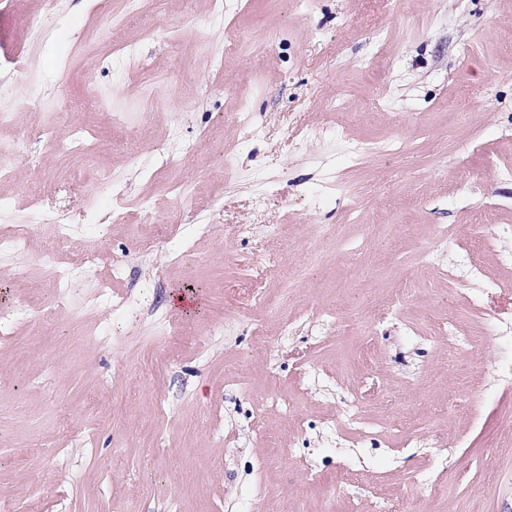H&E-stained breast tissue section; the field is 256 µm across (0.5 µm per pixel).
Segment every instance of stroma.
Masks as SVG:
<instances>
[{
    "label": "stroma",
    "mask_w": 512,
    "mask_h": 512,
    "mask_svg": "<svg viewBox=\"0 0 512 512\" xmlns=\"http://www.w3.org/2000/svg\"><path fill=\"white\" fill-rule=\"evenodd\" d=\"M194 8L199 25L170 40L137 36L135 22L113 6L115 36L138 40L136 56L116 62L80 41V31L106 22L99 0H58L44 37L22 46L27 76L0 70L10 95L33 104L16 114L17 126L62 125L58 109L39 105L61 84L107 100L82 117L102 142L122 134L113 113H127L141 152L137 165L118 150L103 154L112 179L100 186L80 152L39 147L19 170L12 210L0 213V225L35 224L61 209L78 223L117 189L128 215L93 237L76 236L59 255L75 263L92 248L107 253V263L74 281V303L43 332L15 324L13 343L0 346V498L22 510L39 498L41 512H245L261 478L267 512H345L361 494L344 478L354 466L375 496L405 512H512V387L497 381L512 365V346L473 332L452 372L447 339L406 336L404 325L422 330L430 319L465 314L431 269L409 281L402 324L363 312L369 296H390L440 224L454 225L498 281L491 305L512 312V269L486 250L474 222L488 208L512 225V179L499 175L512 168V0H309L304 9L294 0H227L232 33L208 21L206 0ZM216 55L223 69L214 67ZM242 100L251 124L226 123ZM331 122L354 139L394 132L407 143L350 172L374 187L351 220L345 189L333 184L341 146L308 136ZM173 130L189 146L204 133L211 144L234 143L235 175L227 182L219 166L200 170L203 204L184 213L188 234L141 252L134 240L152 228L138 198L157 196L168 212L173 203L160 185L188 167L171 152ZM43 178L58 191L38 199L21 191ZM341 223L344 240L321 238ZM242 224L249 232L239 233ZM371 224L386 225L385 235L368 239ZM112 259L126 267L112 295L128 306L82 307ZM43 264L32 253L0 255V306L49 305ZM188 287L200 300L191 312L170 302ZM285 289L288 303L240 315L256 292ZM325 308L338 310L336 323L317 319ZM227 314L235 317L228 331L213 333ZM285 317L296 332L283 341L274 324ZM105 321L111 337L88 340L87 330ZM165 349L172 359L164 373L143 377L144 356ZM313 363L317 381L305 377ZM356 390L367 402L405 409L406 421L380 440L366 433L348 443L327 433L325 421ZM273 394L297 415L268 408ZM410 430L428 448L399 450ZM286 447L294 459L277 457ZM446 457L450 484L436 500L423 499L407 473L437 475ZM308 465L321 471L320 483L307 481Z\"/></svg>",
    "instance_id": "obj_1"
}]
</instances>
